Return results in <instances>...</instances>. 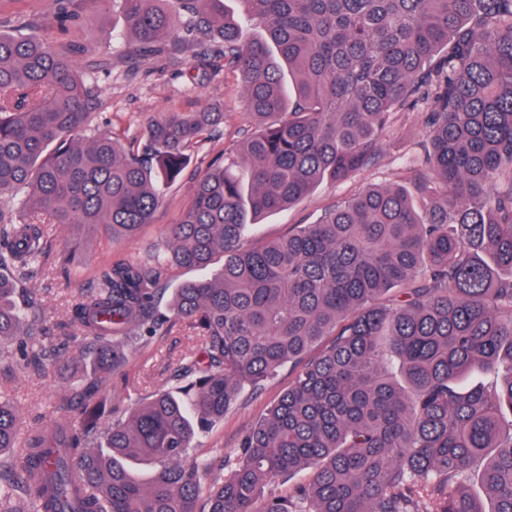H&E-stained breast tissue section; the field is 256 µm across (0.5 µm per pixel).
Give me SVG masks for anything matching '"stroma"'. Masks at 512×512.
Returning <instances> with one entry per match:
<instances>
[{
  "label": "stroma",
  "mask_w": 512,
  "mask_h": 512,
  "mask_svg": "<svg viewBox=\"0 0 512 512\" xmlns=\"http://www.w3.org/2000/svg\"><path fill=\"white\" fill-rule=\"evenodd\" d=\"M122 30L123 20L118 13L91 10L85 13L77 32L79 41L87 48L85 54L77 56V67L80 72H91L96 77L95 93L100 105L95 109V127H110L129 136L164 112H192L213 104L225 112H245L239 75L223 71L204 79L192 71H176L151 60L130 58V43ZM243 126L238 118L219 127L214 140L195 153L181 178L165 189L153 223L145 225L133 239L112 241L92 228L75 234L60 224L44 225L43 231L52 242L72 238L82 261L67 265L58 254H51L28 282L32 297L42 305L40 326L44 330V344L60 349L61 354L53 369L45 374L34 370L32 351L16 345L11 348V361L0 363V395L14 403L24 424H52L63 401L73 399L76 391L87 383L76 348L64 347L58 329L60 323L68 320L80 288L89 285L92 275L108 258L141 259L166 246V227L178 221L189 203L196 177L214 156L242 138ZM427 137L428 129L420 113H397L374 164L342 183H322L298 203L267 217L255 226L253 240L280 237L293 225L313 223L325 207L370 184L397 181L411 147ZM197 343V337L184 325H176L168 335L150 340L131 361L128 375L108 376L101 395L114 415L124 414L134 398H146L160 388L174 386V373L182 357ZM293 377L290 367H282L258 389L246 391L225 415L223 424L199 436L195 454L207 461L209 477L221 475L225 457L235 453L241 436L268 412Z\"/></svg>",
  "instance_id": "35a3bbf8"
}]
</instances>
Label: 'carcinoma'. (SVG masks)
<instances>
[{
    "label": "carcinoma",
    "mask_w": 512,
    "mask_h": 512,
    "mask_svg": "<svg viewBox=\"0 0 512 512\" xmlns=\"http://www.w3.org/2000/svg\"><path fill=\"white\" fill-rule=\"evenodd\" d=\"M116 6L140 57L243 83L247 137L224 149L152 262L111 260L70 310L91 367L80 421L22 430L0 396V512H512V0H53L0 12V357L41 343L25 281L51 245L41 225L153 223L158 186L232 112H165L125 140L86 135L93 87L57 42L82 4ZM429 138L402 182L371 185L313 224L250 244L245 229L328 180L372 165L399 112ZM224 264L174 288V270ZM196 331L187 383L101 427L102 372H120L174 321ZM295 375L222 476L188 461L248 389ZM306 477L279 490L281 479ZM486 493L481 498L474 490ZM52 7V0H0V10L28 15L43 14Z\"/></svg>",
    "instance_id": "carcinoma-1"
}]
</instances>
